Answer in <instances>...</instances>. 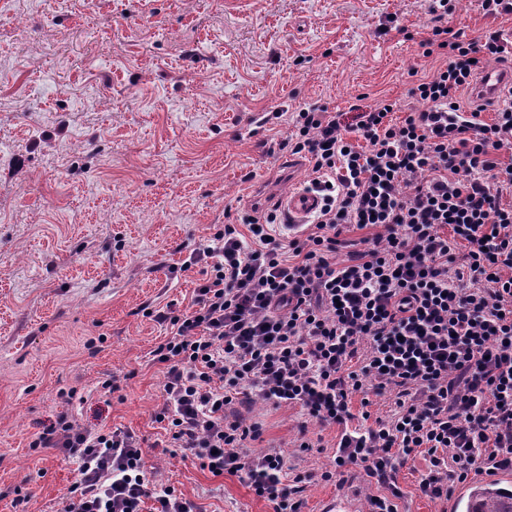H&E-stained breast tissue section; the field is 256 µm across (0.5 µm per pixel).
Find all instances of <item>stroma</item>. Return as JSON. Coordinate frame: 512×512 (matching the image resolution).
Masks as SVG:
<instances>
[{
    "mask_svg": "<svg viewBox=\"0 0 512 512\" xmlns=\"http://www.w3.org/2000/svg\"><path fill=\"white\" fill-rule=\"evenodd\" d=\"M433 0H0V512L27 483L26 512H62L75 466L28 443L62 410L148 440L164 380L150 352L163 332L142 308L188 302L198 269L181 270L217 224L270 211L266 186L309 184L307 161L278 150L295 112L348 111L357 97L399 101L436 67L418 32ZM444 25L469 39L512 31V12L455 0ZM103 337L89 355L88 339ZM119 384L104 394L98 382ZM84 387L87 403L61 398ZM260 451L333 463L340 428L255 401ZM322 439L303 453L300 435ZM153 478L206 512H273L231 476L157 448ZM424 460L400 468L401 512H450L418 488ZM384 489L355 471L311 483L303 512Z\"/></svg>",
    "mask_w": 512,
    "mask_h": 512,
    "instance_id": "stroma-1",
    "label": "stroma"
}]
</instances>
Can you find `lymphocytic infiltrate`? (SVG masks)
Wrapping results in <instances>:
<instances>
[{
	"instance_id": "1",
	"label": "lymphocytic infiltrate",
	"mask_w": 512,
	"mask_h": 512,
	"mask_svg": "<svg viewBox=\"0 0 512 512\" xmlns=\"http://www.w3.org/2000/svg\"><path fill=\"white\" fill-rule=\"evenodd\" d=\"M419 45L442 64L410 89L417 107L403 121L387 99L296 113L278 148L320 178L312 227L274 237L272 212L217 226L182 264L200 273L190 302L145 310L166 331L151 352L166 447L237 477L273 512H302L308 483L341 485L355 469L386 490L370 512H399L397 471L419 458L433 500L512 471V163L498 161L512 155V104L486 121L484 105L463 101L488 61L512 67V45L440 25ZM352 226L372 234L355 241ZM356 394L369 425L342 436L333 466L301 471L278 446L250 449L263 431L245 416L254 399L327 429L353 420ZM380 396L393 410L375 420ZM29 446L76 462L63 512H203L152 479L133 430L61 411Z\"/></svg>"
}]
</instances>
